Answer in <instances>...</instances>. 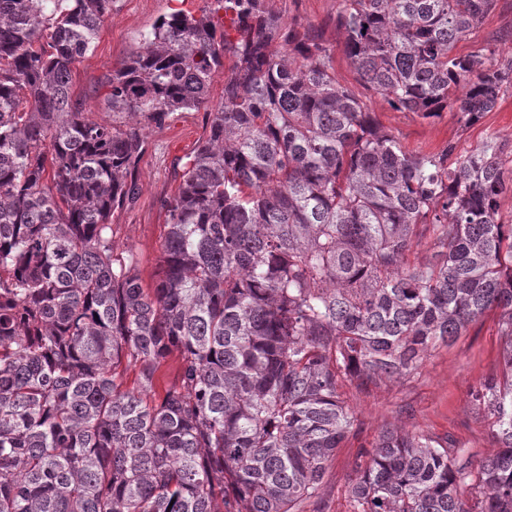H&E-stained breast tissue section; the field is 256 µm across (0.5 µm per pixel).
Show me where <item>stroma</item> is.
Returning a JSON list of instances; mask_svg holds the SVG:
<instances>
[{
  "mask_svg": "<svg viewBox=\"0 0 512 512\" xmlns=\"http://www.w3.org/2000/svg\"><path fill=\"white\" fill-rule=\"evenodd\" d=\"M208 5V0H116L101 24L93 50L72 65L74 100L90 118L111 121L103 77L121 66L157 20L179 9L198 14ZM342 6V0H269L270 9L284 22L323 32L332 49L337 82L354 90L379 125L405 150L436 154L453 143L464 153L492 136L512 147V89L504 93L494 110L464 129L455 110L447 108L438 117L422 119L396 111L364 87L347 55L345 37L336 26ZM487 42L497 44L503 57H512V0H497L482 24L457 43L455 52L464 56ZM205 125L204 111L173 112L163 126L145 130L147 149L139 163V197L132 207L116 211L112 217L116 244L137 255L144 284H152L158 272L167 232L163 202L176 194L182 167L196 149ZM504 344L499 313L489 310L455 341L431 349L420 366L401 381L364 388L340 380L338 390L357 426L328 464L321 502L304 503L300 512H353L350 480L362 452L370 449L385 426L450 437L476 463L492 456L498 442L472 391L487 377L500 373Z\"/></svg>",
  "mask_w": 512,
  "mask_h": 512,
  "instance_id": "obj_1",
  "label": "stroma"
}]
</instances>
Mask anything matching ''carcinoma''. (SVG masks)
Here are the masks:
<instances>
[{
  "instance_id": "carcinoma-1",
  "label": "carcinoma",
  "mask_w": 512,
  "mask_h": 512,
  "mask_svg": "<svg viewBox=\"0 0 512 512\" xmlns=\"http://www.w3.org/2000/svg\"><path fill=\"white\" fill-rule=\"evenodd\" d=\"M213 2L105 77L109 124L70 83L115 0H0V512H298L355 424L339 379L401 380L490 309L502 372L473 396L497 453L384 427L350 492L353 512H512V149L408 153L320 33ZM343 3L347 55L395 109L466 127L512 88L497 45L454 54L496 0ZM227 59L145 288L110 217L138 199L145 127L208 107ZM424 238L434 260L407 265ZM180 367L181 361L179 354L174 352L166 359L157 374L154 391L152 393L155 399L161 398L165 391L178 380Z\"/></svg>"
}]
</instances>
